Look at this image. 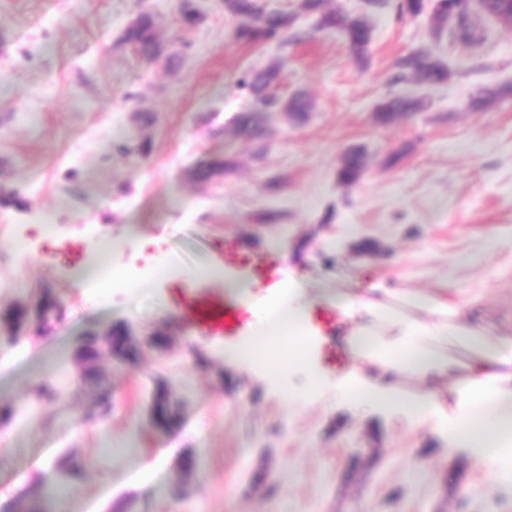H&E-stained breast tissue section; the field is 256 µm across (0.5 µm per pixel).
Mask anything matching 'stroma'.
Returning <instances> with one entry per match:
<instances>
[{
	"label": "stroma",
	"mask_w": 512,
	"mask_h": 512,
	"mask_svg": "<svg viewBox=\"0 0 512 512\" xmlns=\"http://www.w3.org/2000/svg\"><path fill=\"white\" fill-rule=\"evenodd\" d=\"M193 2L188 25L180 0H0V312L45 294L59 305L42 330L0 335V359L14 358L0 368V512H512V452L490 482L439 417L408 423L349 399L290 413L287 381L272 391L226 366L223 336L199 335L180 303L231 247L246 257L225 263L232 275L273 262L310 289L404 288L465 303L468 324L512 340V36L439 41L429 14L385 10L359 61L300 0H265L306 34L285 46L234 43L224 0ZM145 16L155 60L124 40ZM419 48L447 63L448 83L392 84ZM278 61L280 95L304 93L311 110L265 113L260 155L241 131L253 100L239 81ZM483 87L511 93L472 109ZM392 91L424 110L380 123ZM351 149L365 166L345 185ZM213 162L223 173L199 181ZM47 215L55 248L33 228ZM133 226L155 241L146 254L123 242ZM100 233L122 240L126 278L157 255L173 277L73 287L67 269ZM323 314L317 365L346 374L356 361L329 354L349 325ZM110 327L132 330L137 362L83 358ZM42 386L50 396L34 400ZM160 390L178 415L168 429L151 415ZM70 468L67 491L40 499Z\"/></svg>",
	"instance_id": "1"
}]
</instances>
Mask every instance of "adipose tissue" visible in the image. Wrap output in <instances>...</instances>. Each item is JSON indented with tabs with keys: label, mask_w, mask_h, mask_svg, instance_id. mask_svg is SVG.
Returning a JSON list of instances; mask_svg holds the SVG:
<instances>
[{
	"label": "adipose tissue",
	"mask_w": 512,
	"mask_h": 512,
	"mask_svg": "<svg viewBox=\"0 0 512 512\" xmlns=\"http://www.w3.org/2000/svg\"><path fill=\"white\" fill-rule=\"evenodd\" d=\"M207 274L223 278L248 313H263L259 323L248 324L246 336L225 344V364L253 371L273 384L285 372L302 375L304 382L290 400L294 406L349 398L360 408L383 407L412 421L434 410L435 386L447 381L457 398L452 435L475 449V463L484 473L497 476L502 452L512 446V341L464 327L460 307L417 293H402L394 302L344 294L337 297L336 309L353 323L347 347L355 360L374 366L377 373L332 376L317 367L311 320L314 307L327 298L307 293L302 275L284 271L282 280L269 286L268 299L259 309L249 282L227 277L218 265ZM455 342L465 348L467 360L450 351ZM401 377L420 382L421 391L400 392L396 381Z\"/></svg>",
	"instance_id": "adipose-tissue-1"
}]
</instances>
